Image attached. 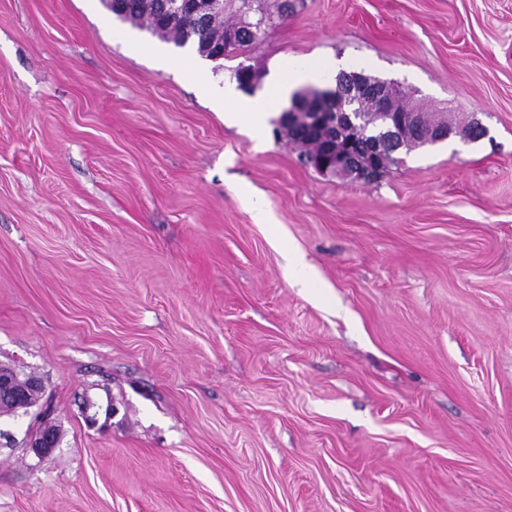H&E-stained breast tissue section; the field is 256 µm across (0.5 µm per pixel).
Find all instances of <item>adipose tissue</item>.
<instances>
[{
    "instance_id": "1",
    "label": "adipose tissue",
    "mask_w": 512,
    "mask_h": 512,
    "mask_svg": "<svg viewBox=\"0 0 512 512\" xmlns=\"http://www.w3.org/2000/svg\"><path fill=\"white\" fill-rule=\"evenodd\" d=\"M335 69V63L328 59L310 61L298 66L291 59L285 58L279 64L278 78L270 86L265 97L246 99L228 93L225 94L223 101L219 102L218 107L223 111L225 118L234 122L240 120L256 128L263 123L266 113L276 109L300 82L322 79Z\"/></svg>"
}]
</instances>
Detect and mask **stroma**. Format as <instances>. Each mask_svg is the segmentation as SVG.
Wrapping results in <instances>:
<instances>
[{"instance_id": "obj_1", "label": "stroma", "mask_w": 512, "mask_h": 512, "mask_svg": "<svg viewBox=\"0 0 512 512\" xmlns=\"http://www.w3.org/2000/svg\"><path fill=\"white\" fill-rule=\"evenodd\" d=\"M285 56L487 134L325 177L212 108L237 59L0 0V365L58 436L0 413V512H512V0H299ZM40 429V433L31 436L29 441V448L36 454L49 452L57 444L56 432L52 425L43 421Z\"/></svg>"}]
</instances>
